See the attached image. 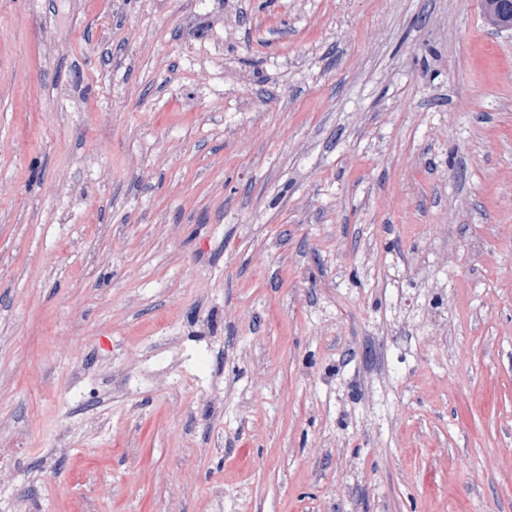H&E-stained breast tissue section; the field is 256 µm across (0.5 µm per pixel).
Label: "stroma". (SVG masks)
Here are the masks:
<instances>
[{
	"mask_svg": "<svg viewBox=\"0 0 512 512\" xmlns=\"http://www.w3.org/2000/svg\"><path fill=\"white\" fill-rule=\"evenodd\" d=\"M512 512V29L481 0H0V512Z\"/></svg>",
	"mask_w": 512,
	"mask_h": 512,
	"instance_id": "1",
	"label": "stroma"
}]
</instances>
